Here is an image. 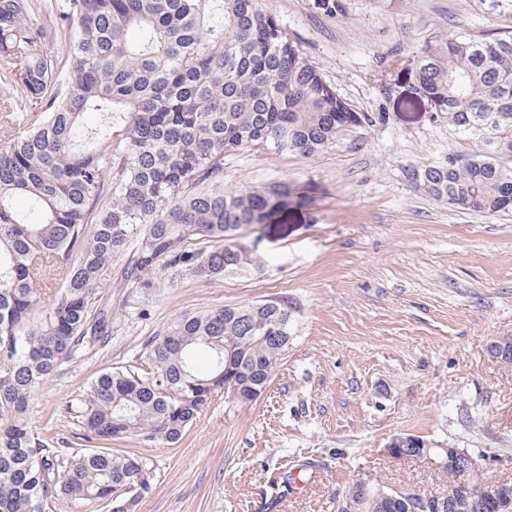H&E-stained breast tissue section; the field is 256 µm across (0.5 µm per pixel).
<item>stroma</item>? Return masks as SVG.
Listing matches in <instances>:
<instances>
[{
    "instance_id": "35a3bbf8",
    "label": "stroma",
    "mask_w": 512,
    "mask_h": 512,
    "mask_svg": "<svg viewBox=\"0 0 512 512\" xmlns=\"http://www.w3.org/2000/svg\"><path fill=\"white\" fill-rule=\"evenodd\" d=\"M263 5L342 99L385 122L310 160L260 147L225 156V190L292 187L286 209L244 232L251 265L135 289L123 285L126 253L113 256L97 285L112 335L42 385L33 427L77 453L68 409L94 378L132 364L184 314L287 297L296 339L260 397H215L174 445L113 443L152 471L138 512H336L359 477L439 490L436 457L386 453L403 433L467 450L480 480L512 481V364L489 354L512 336V213L448 207L405 175L474 148L413 94L422 50L458 32L512 33V0H342L337 15L323 0Z\"/></svg>"
}]
</instances>
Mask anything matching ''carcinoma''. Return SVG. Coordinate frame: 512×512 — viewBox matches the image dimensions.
Segmentation results:
<instances>
[{
  "label": "carcinoma",
  "mask_w": 512,
  "mask_h": 512,
  "mask_svg": "<svg viewBox=\"0 0 512 512\" xmlns=\"http://www.w3.org/2000/svg\"><path fill=\"white\" fill-rule=\"evenodd\" d=\"M412 89L476 150L408 180L458 210L511 212L512 35L426 47ZM372 125L260 0H0V512L54 500L136 512L152 472L105 443L175 444L224 384L245 396L269 385L295 335L286 297L185 314L135 364L91 381L73 408L89 448L60 470L64 449L30 423L40 385L88 339L110 336L98 273L135 228L126 287L222 278L250 264L242 230L289 194L218 188L224 155L259 146L311 159ZM444 472L441 512H472L458 471ZM377 490L353 483L345 495L359 512H415L420 501Z\"/></svg>",
  "instance_id": "cac0c4a2"
}]
</instances>
